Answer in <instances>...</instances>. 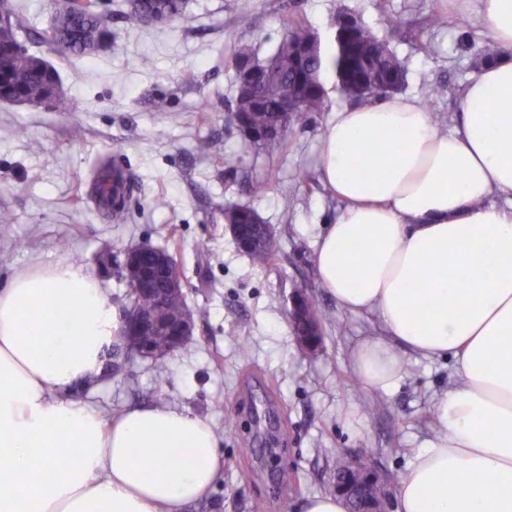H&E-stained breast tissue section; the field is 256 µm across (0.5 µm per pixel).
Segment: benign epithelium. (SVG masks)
<instances>
[{
	"label": "benign epithelium",
	"mask_w": 512,
	"mask_h": 512,
	"mask_svg": "<svg viewBox=\"0 0 512 512\" xmlns=\"http://www.w3.org/2000/svg\"><path fill=\"white\" fill-rule=\"evenodd\" d=\"M181 0H156L150 15L154 24L174 20L182 13ZM80 20L69 16L47 35L50 42L64 44L70 33L76 31ZM256 62L247 60L238 65L237 93L252 95ZM0 102L29 103L31 99L13 86L5 71L0 70ZM122 276L129 288L130 309L124 316L122 340L126 350L143 357L151 356L150 343L154 337L167 338L172 349L179 348L195 329L191 311L182 316L169 318L165 310L170 296L182 293L183 276L176 261L165 250L147 244L129 246L124 254ZM151 297L154 309L151 312L139 309V298ZM295 337L299 344L313 354L321 348V322L311 308V300L304 289H299L291 298L289 310ZM336 494L345 498L349 512H387L390 501V483L379 469L364 457L347 459V466L337 471L332 478Z\"/></svg>",
	"instance_id": "1"
}]
</instances>
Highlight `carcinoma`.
I'll return each instance as SVG.
<instances>
[{
    "instance_id": "carcinoma-1",
    "label": "carcinoma",
    "mask_w": 512,
    "mask_h": 512,
    "mask_svg": "<svg viewBox=\"0 0 512 512\" xmlns=\"http://www.w3.org/2000/svg\"><path fill=\"white\" fill-rule=\"evenodd\" d=\"M92 4L80 8L76 0H55L56 17H65L72 13L80 14L83 28L91 35V41L103 35L102 17L91 10ZM151 0H143L133 5L125 15L127 23L139 26L145 23ZM287 29L280 43L272 53L275 67L269 72L260 73L263 101L257 105L247 99L235 97L232 112L244 116L249 124L258 129H266L280 123L293 122V119L281 112L288 96L302 90L298 112L295 116L311 112H324L330 106L328 96L317 85V81L329 68L338 72L343 85V94L354 99L372 95L369 87L377 83L393 85L399 89L405 83L406 70L400 59L389 47L366 26L340 36L343 41L341 52L331 55L321 53L310 58L304 64H297L291 45L302 43L310 36L308 23L292 17L284 23ZM0 65L9 68L10 80L18 88L24 89L37 99L46 80L41 69L39 57L29 53L26 46L9 49L0 54ZM284 135L270 136L247 145L263 150L267 155H277L282 151ZM131 197V187L124 171L111 164L102 165L93 178L90 198L99 210L107 216L122 217L125 206L121 202ZM224 220L229 224H259L261 218L247 206H227L224 208ZM279 245L275 237H270L262 246L249 252L251 261L260 266L269 264L276 256Z\"/></svg>"
}]
</instances>
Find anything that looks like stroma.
<instances>
[{
  "label": "stroma",
  "instance_id": "1",
  "mask_svg": "<svg viewBox=\"0 0 512 512\" xmlns=\"http://www.w3.org/2000/svg\"><path fill=\"white\" fill-rule=\"evenodd\" d=\"M18 38L56 70L53 104L0 103V284L40 263L66 261L95 274L116 313L128 304L124 247L147 243L177 260L191 310L205 309L193 336L162 363L126 355L122 340L111 368L71 391L105 418L163 405L206 419L219 438L224 476L187 512H302L326 494L337 457L361 455L391 481L406 473L434 433L432 410L453 384L450 360L406 356L392 389L363 386L351 354L377 336L373 315L340 309L322 288L315 242L343 203L321 177L322 134L336 109L352 100L326 73L330 109L310 113L285 133L282 152L245 148L231 119L238 50L263 58L281 40L282 20L298 15L329 38L338 13L357 16L388 41L406 68L404 94L417 97L451 128L456 101L493 37L472 13H449L434 25L439 0H186L165 25L129 27V0H102L105 40L90 54H63L44 42L54 0H11ZM249 4L252 25L237 24ZM442 87L429 97L431 87ZM80 111H73V102ZM224 144L220 158L200 155L198 139ZM120 166L135 185L122 220L89 198L96 168ZM267 184L256 194L252 184ZM294 198L283 209V195ZM164 196L166 207L152 204ZM245 205L280 243L270 265L241 252L224 208ZM67 238L68 249L57 246ZM17 247H9V240ZM305 289L327 311L323 350L305 354L288 318L289 298Z\"/></svg>",
  "mask_w": 512,
  "mask_h": 512
}]
</instances>
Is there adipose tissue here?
<instances>
[{"label": "adipose tissue", "mask_w": 512, "mask_h": 512, "mask_svg": "<svg viewBox=\"0 0 512 512\" xmlns=\"http://www.w3.org/2000/svg\"><path fill=\"white\" fill-rule=\"evenodd\" d=\"M448 8L475 10L502 54L470 77L448 131L409 96L336 111L321 169L344 207L315 264L342 309L381 323L352 354L367 388L396 386L406 350L456 363L397 512H512V0ZM120 332L83 267L38 265L0 287V512H185L213 487L224 458L208 421L167 406L108 420L66 399Z\"/></svg>", "instance_id": "1"}]
</instances>
